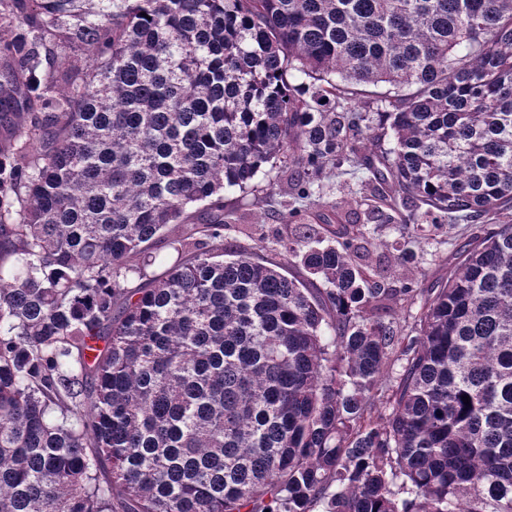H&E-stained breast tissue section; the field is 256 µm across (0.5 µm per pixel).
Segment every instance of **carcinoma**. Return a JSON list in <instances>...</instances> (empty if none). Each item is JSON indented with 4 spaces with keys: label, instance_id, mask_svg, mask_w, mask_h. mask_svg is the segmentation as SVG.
<instances>
[{
    "label": "carcinoma",
    "instance_id": "carcinoma-1",
    "mask_svg": "<svg viewBox=\"0 0 512 512\" xmlns=\"http://www.w3.org/2000/svg\"><path fill=\"white\" fill-rule=\"evenodd\" d=\"M0 124V512H512V0H0ZM238 195H226L224 198V204L234 207L239 218L235 223L224 225V246L250 244L260 257L282 263L284 274L298 273L299 268L288 264V258L273 244L284 232V224L264 215V210L270 209L265 203L256 205L252 195L237 201ZM434 239L422 240L420 249H416L418 259L417 262L407 264V266H418L419 274L418 279L422 281L425 287L430 288L433 285L441 281H445L448 278V271L453 268L457 260H454L448 254V245L443 243L444 236L433 237ZM440 253V258L436 262H429L430 259L427 253L434 252ZM422 251L424 255L422 257Z\"/></svg>",
    "mask_w": 512,
    "mask_h": 512
}]
</instances>
